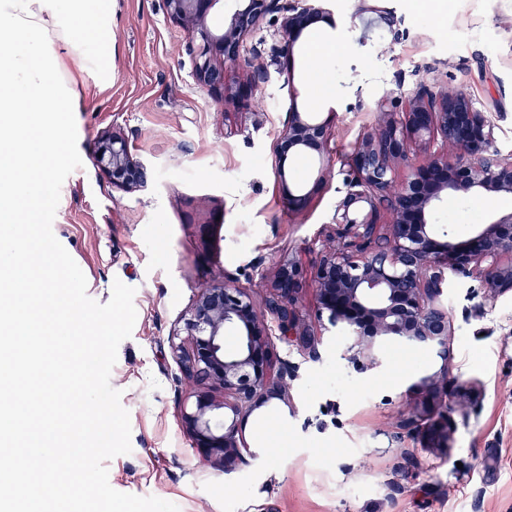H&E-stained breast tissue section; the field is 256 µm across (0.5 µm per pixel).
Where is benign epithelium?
Here are the masks:
<instances>
[{"label":"benign epithelium","instance_id":"1","mask_svg":"<svg viewBox=\"0 0 512 512\" xmlns=\"http://www.w3.org/2000/svg\"><path fill=\"white\" fill-rule=\"evenodd\" d=\"M224 29L217 34L207 17L223 0H165L170 19L192 36L193 77L211 94L227 91V68L240 65L243 39L268 15H281L284 45L269 53L287 58L308 26L330 15V0H234ZM360 0L356 16L374 14L376 25L393 44L404 37L389 10L366 8ZM222 63L214 62L215 55ZM268 73L254 68L239 86L238 97L252 95L266 83ZM378 125L356 144L350 157L351 178L338 191L331 222L316 263L299 252L283 257L266 277L260 301L221 275L201 287L172 335L171 347L181 374L198 386L194 401L182 411L191 445L207 461L221 463L231 473L246 463L242 452V421L277 399L290 401L288 382L297 377L287 362L273 367V340L294 346L312 362L322 360L324 337L340 334L346 346L340 353L359 374L375 375L386 365L385 340L411 349H427L441 360L440 371L423 376L410 389L423 395L415 413L398 428L419 432V421L433 418L440 447H448L454 422L443 410L453 398L450 377L452 327L448 309L439 301L447 272L475 278L494 299L512 293V210L495 213L475 225L471 236L454 241L436 224L442 204L450 197L476 198L512 194V158L495 146L494 127L473 99L457 88H436L421 81L405 98L392 92L376 102ZM330 121L290 103L280 135L273 144L277 171L286 180L290 154L327 152ZM426 155L414 164L411 144ZM96 165L125 192L142 191L152 180L151 166L132 156L127 141L114 133L97 148ZM408 173L396 179L399 167ZM323 181L318 178L302 194L288 190V210L301 211ZM315 292L316 325L302 318V292ZM231 330L236 348H224Z\"/></svg>","mask_w":512,"mask_h":512}]
</instances>
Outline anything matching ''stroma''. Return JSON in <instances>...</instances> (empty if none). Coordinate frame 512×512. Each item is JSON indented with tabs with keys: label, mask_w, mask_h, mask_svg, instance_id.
Wrapping results in <instances>:
<instances>
[{
	"label": "stroma",
	"mask_w": 512,
	"mask_h": 512,
	"mask_svg": "<svg viewBox=\"0 0 512 512\" xmlns=\"http://www.w3.org/2000/svg\"><path fill=\"white\" fill-rule=\"evenodd\" d=\"M405 32L361 38L357 0H332L331 19L314 23L294 47L292 72L270 71L249 100L233 91L260 46L283 44L281 18L267 16L226 73L229 96H213L192 76L188 30L171 22L164 0H112L108 49L112 71L69 68L82 159L64 181L52 224L87 279L90 298L107 303L114 281L135 290L136 323L118 348L110 382L131 425L130 453L107 461L115 490L156 496L179 512H512V294L487 299L478 280L449 276L441 300L454 334L451 375L461 406L449 448L419 435L402 446L388 435L412 412L411 381L437 371L428 350L388 341L384 370L366 377L341 360L343 339L324 340L322 359L295 347L276 355L297 368L290 402H270L249 416L243 438L255 459L234 473L203 461L181 417L191 387L180 382L170 347L199 288L220 274L260 294L263 270L289 250L316 256L348 158L377 124L378 98L419 80L466 91L495 126L496 146L512 155V0H378ZM329 50L320 69L308 44ZM331 120L324 159L288 158L278 176L272 143L289 100ZM121 132L134 156L150 163L143 191L113 188L96 166L99 141ZM328 177L313 182L319 168ZM312 190L308 206L289 211L285 188ZM512 209V194L448 199L456 239L487 214Z\"/></svg>",
	"instance_id": "obj_1"
}]
</instances>
